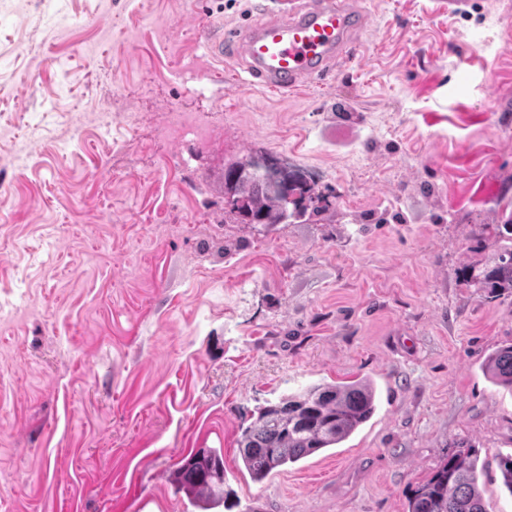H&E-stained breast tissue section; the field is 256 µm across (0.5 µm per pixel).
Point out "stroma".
<instances>
[{
	"label": "stroma",
	"mask_w": 512,
	"mask_h": 512,
	"mask_svg": "<svg viewBox=\"0 0 512 512\" xmlns=\"http://www.w3.org/2000/svg\"><path fill=\"white\" fill-rule=\"evenodd\" d=\"M361 51L280 96L198 31L253 0H0V512H407L460 442L512 512V390L482 364L512 300L458 279L512 208V0H365ZM208 132L167 135L175 111ZM304 168L328 211L224 220L225 163ZM370 379L371 420L263 482L257 407ZM178 491L198 499L205 511L224 500V456L215 449H202L184 458L170 475Z\"/></svg>",
	"instance_id": "1"
}]
</instances>
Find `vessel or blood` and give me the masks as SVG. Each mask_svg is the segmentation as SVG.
<instances>
[{
    "mask_svg": "<svg viewBox=\"0 0 512 512\" xmlns=\"http://www.w3.org/2000/svg\"><path fill=\"white\" fill-rule=\"evenodd\" d=\"M247 25L215 38L218 54L241 62L249 84L285 94L331 75L358 54L369 13L362 0H287L272 10L260 0Z\"/></svg>",
    "mask_w": 512,
    "mask_h": 512,
    "instance_id": "1",
    "label": "vessel or blood"
}]
</instances>
